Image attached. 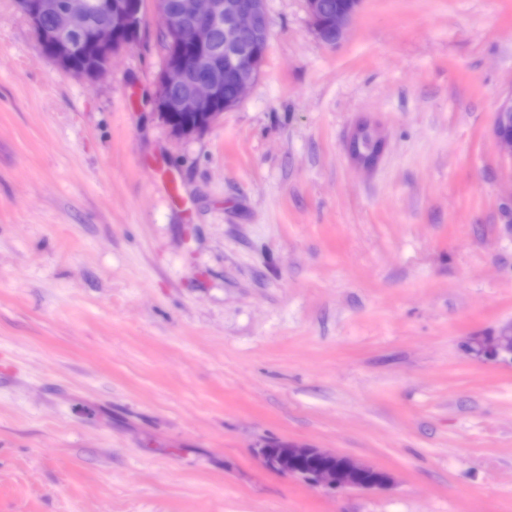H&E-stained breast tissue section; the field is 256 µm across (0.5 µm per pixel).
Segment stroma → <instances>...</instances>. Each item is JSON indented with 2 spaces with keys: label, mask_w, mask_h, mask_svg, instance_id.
Wrapping results in <instances>:
<instances>
[{
  "label": "stroma",
  "mask_w": 512,
  "mask_h": 512,
  "mask_svg": "<svg viewBox=\"0 0 512 512\" xmlns=\"http://www.w3.org/2000/svg\"><path fill=\"white\" fill-rule=\"evenodd\" d=\"M266 9L257 81L179 138L156 0L97 80L0 0V512H512V363L469 351L512 322V0H364L333 46ZM290 443L393 483L261 464ZM512 124V95L504 99L497 108V117L494 126L495 145L501 155L512 160V136L499 135L496 129L499 125ZM361 126H365V129L369 133L373 144L376 145L380 149V152L374 158L366 157V156H353V158L356 160V162L358 164L362 165L365 168H369L377 161L379 155L381 154V151L383 150V146H384V139L381 136L379 130L375 126L371 125L369 122L362 123L357 128L353 137L358 133L359 128ZM369 135L364 134L358 143V149L363 153L368 152L370 150ZM259 455L264 467L272 472L298 478L312 487H322L326 491L338 492L345 489L377 490L387 487L391 477L386 472L359 462L353 458L326 448L288 444L278 448L275 455L267 448H261ZM314 456L333 462L332 466L302 470L297 467L299 458ZM376 473L375 480L364 481V473Z\"/></svg>",
  "instance_id": "1"
}]
</instances>
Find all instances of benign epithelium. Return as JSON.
Here are the masks:
<instances>
[{
    "mask_svg": "<svg viewBox=\"0 0 512 512\" xmlns=\"http://www.w3.org/2000/svg\"><path fill=\"white\" fill-rule=\"evenodd\" d=\"M266 0H159L157 11L173 53L159 80L157 106L160 116L177 137H191L209 130L224 111L238 104L260 74L261 63L252 45L270 32ZM29 18L42 52L67 70L77 60L93 64L86 76L96 79L108 68L112 55L138 40L140 0H101L100 12L110 20L90 24L87 0H17ZM362 0L336 12L332 31L318 23L320 0H305L314 35L335 45L359 13ZM52 19L49 25L43 24ZM224 30V58L214 51V36ZM230 84L236 96L226 102L222 90ZM176 112H192L187 124L172 121ZM471 352L480 360L512 362V325L487 340L477 338ZM259 455L272 472L298 478L330 492L345 489L377 490L387 487L386 472L326 448L290 444L274 455L265 448Z\"/></svg>",
    "mask_w": 512,
    "mask_h": 512,
    "instance_id": "obj_1",
    "label": "benign epithelium"
}]
</instances>
